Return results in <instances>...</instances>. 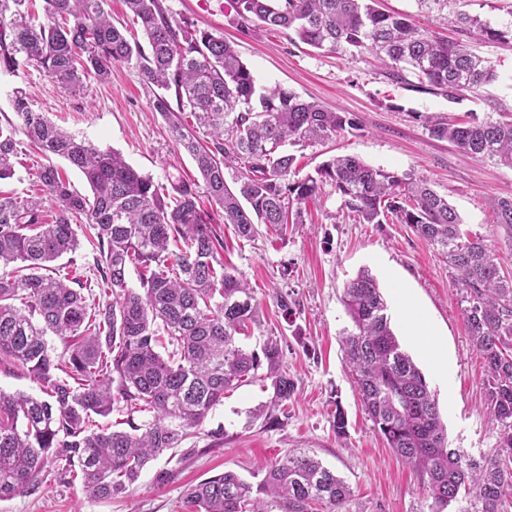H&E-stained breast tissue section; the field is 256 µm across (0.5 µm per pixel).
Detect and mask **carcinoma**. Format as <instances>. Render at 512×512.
<instances>
[{
	"instance_id": "obj_1",
	"label": "carcinoma",
	"mask_w": 512,
	"mask_h": 512,
	"mask_svg": "<svg viewBox=\"0 0 512 512\" xmlns=\"http://www.w3.org/2000/svg\"><path fill=\"white\" fill-rule=\"evenodd\" d=\"M33 0H0V71L36 65L61 88L80 92L106 82L112 66L134 68L155 86L152 107L202 177L219 212L199 205L197 183L161 193L152 177L114 150H103L32 109L13 90L22 132L46 156L37 172L56 204L48 222L42 199L0 195V363L8 360L42 386L44 397L0 390V501L36 491L53 467L90 497L129 490L144 467L196 434L224 392L264 371L276 409L296 391L281 369L283 349L269 339L260 350L242 338L257 323L254 291L218 258L223 246L213 225L232 226L252 241L258 226L280 232L289 210L329 183L347 216L360 224H407L448 263L473 349L483 359L484 403L495 438L477 456L448 447L434 391L391 328L377 279L361 270L343 288L352 329L342 349L374 430L419 474L431 512H509L512 509V272L494 247L471 236L448 199L409 172L373 167L356 156H335L301 179L291 178L302 147L359 129L353 114L332 111L275 86L260 88L224 37L174 19L162 0H124L143 40L112 22L107 0H44L45 21ZM231 23L245 34L280 31L317 50L368 52L389 78L456 100L497 79L490 61L460 41H449L391 14L377 0H229ZM480 41L512 40V22L492 26L463 11L446 17ZM174 91L176 104L166 95ZM209 131L201 144L181 115ZM432 137L472 157L512 168V114L470 116L463 124L417 113ZM18 142L0 127V181L14 176ZM83 174L91 194L76 191L52 158ZM241 164L234 188L224 163ZM496 226L512 248V197L492 200ZM100 249L97 272L109 300L87 304L81 281L42 274L69 257L76 264L82 220ZM140 287L130 288V269ZM63 347L55 352L47 336ZM172 351L157 352L161 338ZM126 411V428L93 417ZM350 485L321 461L296 451L266 466L254 485L233 472L202 480L185 492L194 512H345Z\"/></svg>"
}]
</instances>
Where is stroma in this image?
Instances as JSON below:
<instances>
[{"instance_id": "obj_1", "label": "stroma", "mask_w": 512, "mask_h": 512, "mask_svg": "<svg viewBox=\"0 0 512 512\" xmlns=\"http://www.w3.org/2000/svg\"><path fill=\"white\" fill-rule=\"evenodd\" d=\"M169 13L235 41L241 61L258 85L281 86L331 110L354 114L362 129L336 140L295 148L296 173L305 176L331 156L350 154L369 165L410 172L427 179L460 213L465 227L495 243L500 262L512 270V250L494 228L490 202L512 196V169L479 161L453 144L432 138L415 113H437L451 120L486 115L489 102L512 113V42H482L475 50L496 65L497 82L480 95L456 101L389 80L370 54L320 51L290 42L282 33L241 35L230 22L228 0H163ZM20 88L34 109L102 149L119 151L139 172L168 187L199 174L192 158L170 137L153 110L151 92L131 66L112 68L109 82L87 91L59 88L39 67L0 72V127L15 123L10 97ZM45 159L21 142L16 173L0 182V195L41 197L36 172ZM341 200L330 185L306 204L285 234L260 233L247 242L217 225L224 241L219 259L240 272L255 290L260 317L247 340L260 347L273 337L283 348L282 369L296 383L277 425L251 418L268 405L269 381L256 380L227 391L199 433L174 454H162L123 494L109 499L86 496L80 485L55 472L42 475L30 495L0 502V512H187L188 485L232 471L256 483L267 465L304 449L344 478L355 492L350 512H430L431 501L415 470L398 459L374 431L345 367L340 334L350 320L342 302L345 283L363 269L378 280L391 326L438 399L448 428V445L471 454L489 450L494 438L482 397L484 364L465 331L458 293L448 267L429 244L405 224H357L339 214ZM283 293L295 311L286 320L273 298ZM406 296L423 320L413 328L398 307ZM346 417L344 435L334 427L336 411ZM223 428L213 441L210 430ZM168 482L154 480L158 470Z\"/></svg>"}]
</instances>
